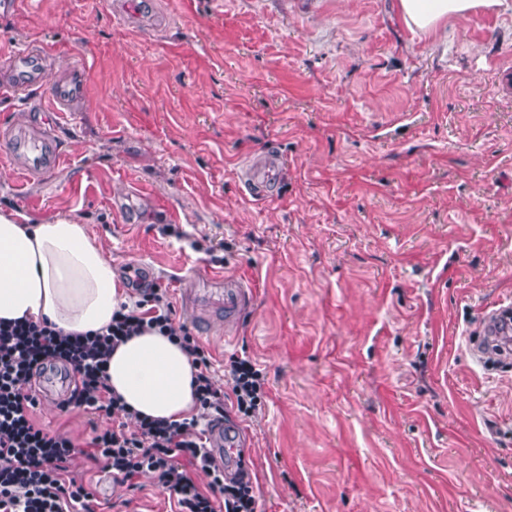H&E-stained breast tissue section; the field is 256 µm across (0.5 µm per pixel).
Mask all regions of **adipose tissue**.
<instances>
[{
  "label": "adipose tissue",
  "mask_w": 512,
  "mask_h": 512,
  "mask_svg": "<svg viewBox=\"0 0 512 512\" xmlns=\"http://www.w3.org/2000/svg\"><path fill=\"white\" fill-rule=\"evenodd\" d=\"M503 0H399L414 31L429 33ZM112 261L84 225L58 217L34 221L0 213V322L49 320L67 333L98 332L126 302ZM190 357L168 336L147 331L119 343L108 366L111 393L137 417L180 420L195 410Z\"/></svg>",
  "instance_id": "obj_1"
}]
</instances>
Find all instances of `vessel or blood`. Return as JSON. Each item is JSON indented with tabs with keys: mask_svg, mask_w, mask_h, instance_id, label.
<instances>
[{
	"mask_svg": "<svg viewBox=\"0 0 512 512\" xmlns=\"http://www.w3.org/2000/svg\"><path fill=\"white\" fill-rule=\"evenodd\" d=\"M49 58V51L42 47L23 48L1 57L0 92L15 95L40 89L46 92L53 112L77 111L87 97L85 66L74 63L64 75L49 79L45 76ZM0 152L7 154L17 169L30 176L58 168L65 158L58 146L56 124L51 120L31 129L0 127ZM280 174V161L276 158L245 171L247 181L269 188L278 183ZM252 300L250 288L241 281L226 282L223 299L225 324H233ZM244 445L245 438L240 431H232L226 436L218 430L213 433L216 459L237 460Z\"/></svg>",
	"mask_w": 512,
	"mask_h": 512,
	"instance_id": "obj_1",
	"label": "vessel or blood"
}]
</instances>
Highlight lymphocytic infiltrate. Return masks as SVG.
<instances>
[{"label": "lymphocytic infiltrate", "instance_id": "obj_1", "mask_svg": "<svg viewBox=\"0 0 512 512\" xmlns=\"http://www.w3.org/2000/svg\"><path fill=\"white\" fill-rule=\"evenodd\" d=\"M131 308L118 312L111 324L92 336L63 333L55 325L11 322L0 326V512H101L95 492L72 470L74 460L86 456L113 483L136 491L137 478L151 474L166 494L174 512H258L247 469L227 477L208 446V431L200 417L224 420V400L234 397L239 413L250 415L267 393L259 370L245 358H234L217 389L210 354L187 327H174L166 289L151 285L139 289ZM174 330L197 368L194 395L200 417L137 422L136 432L117 426L93 430L88 445L61 431H48L34 420L37 398L31 379L50 364H62L75 380L65 403L97 416L124 414L119 398L107 384V360L112 349L144 329ZM205 471L207 489L190 478V468Z\"/></svg>", "mask_w": 512, "mask_h": 512}]
</instances>
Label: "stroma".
<instances>
[{"label": "stroma", "instance_id": "35a3bbf8", "mask_svg": "<svg viewBox=\"0 0 512 512\" xmlns=\"http://www.w3.org/2000/svg\"><path fill=\"white\" fill-rule=\"evenodd\" d=\"M109 0L0 4V54L40 42L84 63L89 97L58 118L66 156L20 183L0 156V211L69 217L168 288L174 326L216 387L249 358L269 397L242 454L263 512H512V365L468 338L512 303V0L432 33L398 0H156L141 32ZM45 118L0 95V125ZM283 166L273 192L254 159ZM246 280L250 308L187 323L198 273ZM39 399L36 422L82 442L106 417ZM127 512H167L77 458Z\"/></svg>", "mask_w": 512, "mask_h": 512}]
</instances>
